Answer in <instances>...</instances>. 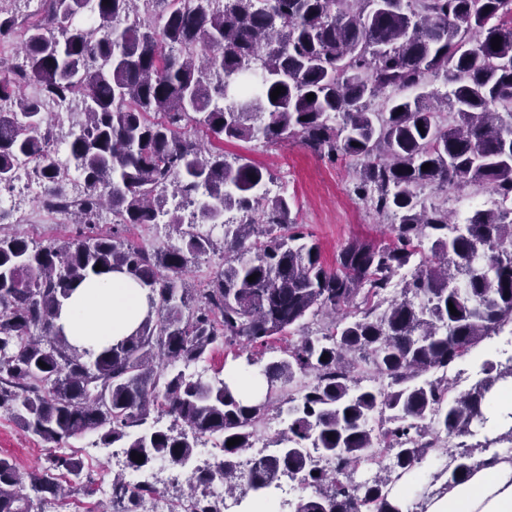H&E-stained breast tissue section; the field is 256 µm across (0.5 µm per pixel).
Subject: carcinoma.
<instances>
[{"label":"carcinoma","mask_w":512,"mask_h":512,"mask_svg":"<svg viewBox=\"0 0 512 512\" xmlns=\"http://www.w3.org/2000/svg\"><path fill=\"white\" fill-rule=\"evenodd\" d=\"M90 1L94 24L74 25ZM46 2V17L27 28L24 62L0 76V101L17 107L0 109V184L27 161L61 196L45 107L76 98L85 119L68 150L82 178L78 223H95L109 204L116 228L60 244L0 234V411L45 443L88 434L122 443L118 512H144L151 493L131 476L154 462L185 465L203 438L219 441L222 456L197 469L184 512H249L274 499L282 475L312 488L293 512H402L384 478L356 480L355 470L386 456L398 480L418 469L436 452L434 438L486 425L491 393L512 377V365L486 360L485 378L450 396L448 372L512 326V0H155L165 11L159 28L121 26L136 0ZM254 72L256 95L246 90ZM429 75L451 86L446 126L434 94L422 91ZM28 81L40 97L16 96ZM387 91L385 111L371 109ZM190 122L206 141L181 134ZM291 137L356 163L358 193L399 217L390 242L352 238L329 268L288 198L254 196L267 170L224 156L226 140ZM425 183L486 187L501 205L453 224L448 208L420 203ZM170 189L223 224V243L176 213L179 246L149 252L122 237L119 225L153 223ZM232 209L242 216L236 226L223 223ZM219 248L224 263L207 287L187 284L191 260ZM415 257L400 296L388 297ZM114 271L148 290L151 312L120 343L81 350L56 324L60 309L88 276ZM324 312L337 316L325 332L272 346ZM219 345L259 367L261 398L245 401L222 379L180 369ZM276 349L282 357L261 364ZM358 360L380 384L354 373ZM272 407L288 426L245 475L239 457ZM153 412L173 423L148 424ZM231 438L239 443L227 446ZM481 447L455 444L434 478L466 480ZM59 473L71 490L86 487L72 455L50 451L27 475L0 456V512L60 497ZM216 482L222 505L207 492Z\"/></svg>","instance_id":"obj_1"}]
</instances>
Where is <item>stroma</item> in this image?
Wrapping results in <instances>:
<instances>
[{"instance_id": "1", "label": "stroma", "mask_w": 512, "mask_h": 512, "mask_svg": "<svg viewBox=\"0 0 512 512\" xmlns=\"http://www.w3.org/2000/svg\"><path fill=\"white\" fill-rule=\"evenodd\" d=\"M0 9L17 20L14 34L0 41V72L6 74L14 65L22 63L24 32L36 17L25 0H0ZM224 153L227 158L241 157L269 171L261 195L267 198L284 195L292 200L293 217L312 233L327 266H335L337 254L352 237L388 241L389 226L395 218L377 214L369 203L355 196L350 161L329 162L294 138L275 145L259 139L231 141L225 143ZM0 227L35 243L66 238L76 231L75 224L70 222L61 228L53 224L50 217L40 212L34 190L22 187L17 188L13 206L7 209ZM95 442V437L87 436L69 440L66 445L68 453L82 460L92 482L88 491L74 492L70 500L94 510L103 502L97 484L114 474L110 456L96 453ZM47 448V443L30 437L11 417L0 413V455L12 458L22 471L29 472L37 468Z\"/></svg>"}]
</instances>
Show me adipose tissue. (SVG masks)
<instances>
[{
  "label": "adipose tissue",
  "mask_w": 512,
  "mask_h": 512,
  "mask_svg": "<svg viewBox=\"0 0 512 512\" xmlns=\"http://www.w3.org/2000/svg\"><path fill=\"white\" fill-rule=\"evenodd\" d=\"M148 291L126 274L92 276L64 302L58 325L70 341L98 351L130 335L144 319ZM395 501L420 500L423 512H512V454H485L471 476L454 486L437 481L425 488L418 472L405 475L391 491Z\"/></svg>",
  "instance_id": "1"
}]
</instances>
